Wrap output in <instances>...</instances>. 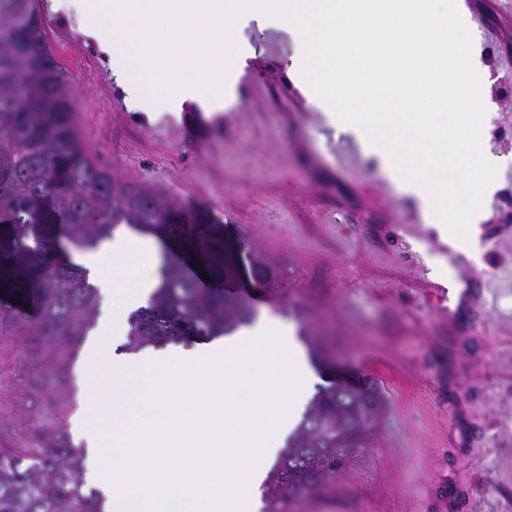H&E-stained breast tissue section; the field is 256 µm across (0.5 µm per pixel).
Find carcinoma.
Returning <instances> with one entry per match:
<instances>
[{"mask_svg": "<svg viewBox=\"0 0 512 512\" xmlns=\"http://www.w3.org/2000/svg\"><path fill=\"white\" fill-rule=\"evenodd\" d=\"M72 112L68 73L49 48L34 0H0V329L47 336L61 357L71 356L98 304L86 269L66 256L69 245L92 250L124 224L174 240L211 278H226L223 239L202 224L174 221L175 202L95 163ZM244 247L260 282L272 285L271 261ZM250 320L235 294L204 291L180 260H170L148 305L132 313L125 349L208 341ZM384 408L372 379L322 387L265 486L267 512H283V490L317 488L368 447ZM0 512H103L100 494L84 490L81 455L65 421L39 433L31 448H0Z\"/></svg>", "mask_w": 512, "mask_h": 512, "instance_id": "carcinoma-1", "label": "carcinoma"}]
</instances>
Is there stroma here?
<instances>
[{
  "mask_svg": "<svg viewBox=\"0 0 512 512\" xmlns=\"http://www.w3.org/2000/svg\"><path fill=\"white\" fill-rule=\"evenodd\" d=\"M39 2L89 154L202 214L238 248L230 287L253 322L289 326L335 372L385 394L371 447L324 486L286 497V512H512V0H464L472 58L486 72L481 148L505 159L471 256L443 243L418 203L329 124L289 72L292 36L263 15L235 25L247 62L237 104L212 114L190 104L150 123L95 41ZM253 248L276 264L273 286L253 277ZM437 261L456 285L442 308L430 297ZM127 330L100 302L70 367L53 374L49 340L0 334V447L30 444L33 424L73 419L86 399L84 357L123 353ZM331 372L316 371V386Z\"/></svg>",
  "mask_w": 512,
  "mask_h": 512,
  "instance_id": "stroma-1",
  "label": "stroma"
}]
</instances>
